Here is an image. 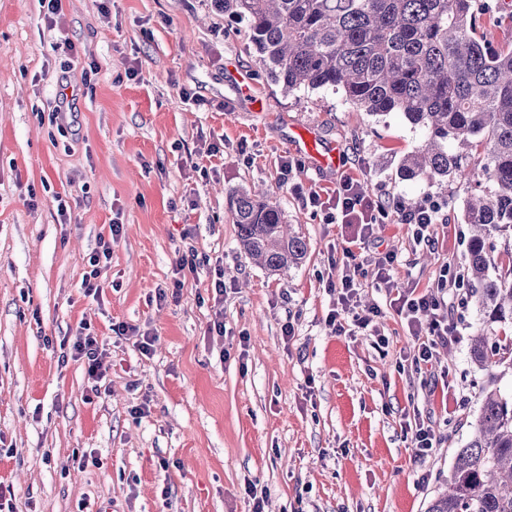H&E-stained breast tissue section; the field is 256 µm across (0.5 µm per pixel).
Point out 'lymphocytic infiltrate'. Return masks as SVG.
<instances>
[{"mask_svg":"<svg viewBox=\"0 0 512 512\" xmlns=\"http://www.w3.org/2000/svg\"><path fill=\"white\" fill-rule=\"evenodd\" d=\"M440 204L432 197H423L410 204L403 198L388 201H374L369 198L361 185L353 179H342L336 189V196L331 211L324 214L329 224L357 225L356 235L343 243L345 262L336 282L339 288V309L330 310L327 322L335 330H342L341 314L352 317L355 328L364 330L369 327L374 317L380 316L379 305L360 306L357 300L360 280L365 264H373L376 269L374 285L376 288L391 293V307L402 316L411 335L420 337L417 361L427 362L433 357L436 346L447 344L453 336L456 326L448 318V290L456 286V277L439 281L437 287L419 293L415 289H397L393 276L397 256L386 252L371 255L376 225L384 223L388 217H397L399 223L413 227L415 243L431 244L430 230L439 220Z\"/></svg>","mask_w":512,"mask_h":512,"instance_id":"obj_1","label":"lymphocytic infiltrate"}]
</instances>
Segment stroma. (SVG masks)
<instances>
[{"instance_id": "35a3bbf8", "label": "stroma", "mask_w": 512, "mask_h": 512, "mask_svg": "<svg viewBox=\"0 0 512 512\" xmlns=\"http://www.w3.org/2000/svg\"><path fill=\"white\" fill-rule=\"evenodd\" d=\"M49 26L39 0H0V487L4 512H425L468 441L489 374L470 359L479 316L465 288L448 297L457 331L414 368L418 343L373 288L385 346L332 331V260L352 229L325 223L301 192L331 197L341 177L368 192L441 207L433 246L406 225L375 230L394 252L399 287L436 286L463 272L466 187L405 180L398 168L424 133L399 113L372 116L343 91L284 93L261 72L246 23L207 0H62ZM68 39L70 56L56 50ZM96 70H89V62ZM136 77H128L130 68ZM65 118H56L61 100ZM340 151L342 174L303 165L300 191L282 184L297 130ZM221 148L208 154L209 145ZM262 187L305 238L297 266L270 271L238 245L233 194ZM68 211L59 214V203ZM113 236L99 299L81 282L99 236ZM111 235V234H110ZM199 264L177 297L176 261ZM223 277L224 335H210ZM123 321L155 336L141 355ZM103 350L105 392L84 366L60 362L79 323ZM295 335L284 340L282 326ZM147 404L135 418L133 409ZM435 432L419 457L408 431ZM86 457L84 468L63 463Z\"/></svg>"}]
</instances>
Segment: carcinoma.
I'll return each instance as SVG.
<instances>
[{
    "instance_id": "obj_1",
    "label": "carcinoma",
    "mask_w": 512,
    "mask_h": 512,
    "mask_svg": "<svg viewBox=\"0 0 512 512\" xmlns=\"http://www.w3.org/2000/svg\"><path fill=\"white\" fill-rule=\"evenodd\" d=\"M244 19L267 75L290 93L340 89L371 115L402 114L425 135L401 161L406 180L484 183L466 201L467 289L480 317L471 360L512 370V251L492 266L493 234L512 236V46L478 38L512 30V12L487 0H222ZM245 253L270 271L296 265L306 240L285 230L279 205L258 188L233 200ZM485 391L467 444L427 512H512V395Z\"/></svg>"
}]
</instances>
